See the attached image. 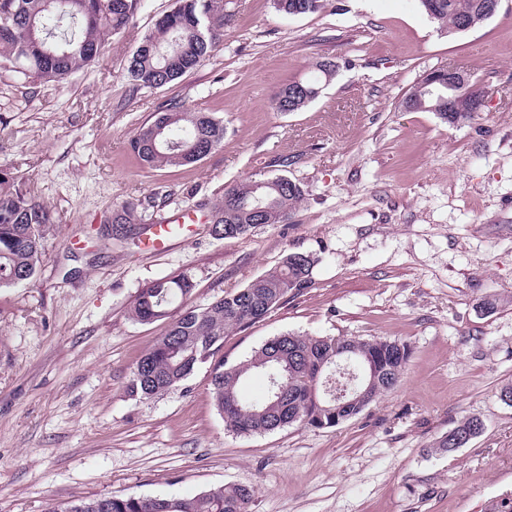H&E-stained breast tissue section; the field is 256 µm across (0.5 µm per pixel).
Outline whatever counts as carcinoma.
Here are the masks:
<instances>
[{
	"mask_svg": "<svg viewBox=\"0 0 512 512\" xmlns=\"http://www.w3.org/2000/svg\"><path fill=\"white\" fill-rule=\"evenodd\" d=\"M275 8L295 17L325 9L328 0H274ZM426 14L450 35L461 33L464 20L480 26L478 0H418ZM147 0H0V58L18 65L28 78L50 82L91 64L103 37L118 35L130 25ZM224 29V0H175L153 30L144 34L129 57L127 76L133 89L163 87L205 61ZM322 80H295L282 86L273 102L280 112H298L314 102ZM415 110L432 112L451 126L471 124L479 112L448 118V89L435 86ZM224 142V123L210 112L170 106L157 113L131 142L140 165L149 168L188 166ZM304 200L302 186L285 175L242 181L224 190L212 210V233L219 239L246 235L264 224L288 220ZM133 208L112 210V239L128 240ZM55 223L54 213L15 177L0 169V288L32 281L40 254V230ZM316 258L309 253L286 255L279 268L259 275L241 290L204 307H187L194 290L186 276L165 278L136 297L132 317L150 323L180 308L164 336L141 357L128 383L130 395L149 399L181 387L202 364L211 368V391L224 426L237 434H262L298 424L306 428L332 427L358 415L364 406L351 404L336 413L323 398L332 388L326 360L345 349L355 360L376 359V382L367 403L394 388L410 358L407 344L382 339L283 334L265 342L247 359L224 363V337L265 317L289 297L311 284ZM262 370L267 378L285 384L282 396L268 387L261 402H247L238 393L240 380ZM252 496L244 486H221L189 499L165 496H102L73 502L53 512H245Z\"/></svg>",
	"mask_w": 512,
	"mask_h": 512,
	"instance_id": "cac0c4a2",
	"label": "carcinoma"
}]
</instances>
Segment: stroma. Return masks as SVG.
Here are the masks:
<instances>
[{"label":"stroma","instance_id":"35a3bbf8","mask_svg":"<svg viewBox=\"0 0 512 512\" xmlns=\"http://www.w3.org/2000/svg\"><path fill=\"white\" fill-rule=\"evenodd\" d=\"M172 0H149L106 36L87 71L56 82L0 65V169L53 211L32 282L0 288V512H53L110 495L190 498L249 487L247 512H492L512 499V0L448 36L417 0H329L287 17L273 0H224L211 56L161 88L132 91L126 66ZM336 77L298 112L276 91L324 60ZM468 67L488 96L452 127L401 102L425 72ZM214 113L223 145L198 163L142 168L129 143L168 103ZM305 191L283 224L220 240L209 224L144 250L178 210L211 211L227 186L274 176ZM133 203V236L95 238ZM313 254L312 284L224 339L225 361L287 333L407 343L400 382L325 429L228 431L199 367L168 394L127 390L168 328L130 308L162 278L188 276L207 304ZM498 296L491 313L482 297ZM465 446L437 452L459 421Z\"/></svg>","mask_w":512,"mask_h":512}]
</instances>
